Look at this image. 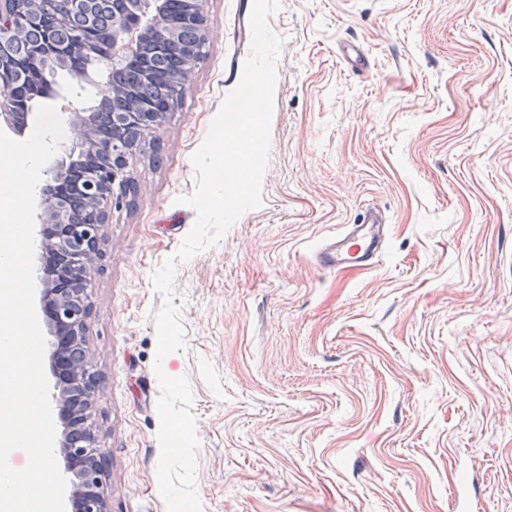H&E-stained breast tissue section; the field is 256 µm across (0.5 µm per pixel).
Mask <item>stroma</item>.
I'll use <instances>...</instances> for the list:
<instances>
[{
  "mask_svg": "<svg viewBox=\"0 0 512 512\" xmlns=\"http://www.w3.org/2000/svg\"><path fill=\"white\" fill-rule=\"evenodd\" d=\"M262 203L178 260L204 512H512V0H282ZM210 41L130 164L87 343L110 512H166L152 275L196 214L192 154L251 51L252 0H202ZM359 43L369 66L348 65ZM379 262L314 252L363 210Z\"/></svg>",
  "mask_w": 512,
  "mask_h": 512,
  "instance_id": "obj_1",
  "label": "stroma"
}]
</instances>
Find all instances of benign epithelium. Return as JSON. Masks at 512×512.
<instances>
[{"label":"benign epithelium","mask_w":512,"mask_h":512,"mask_svg":"<svg viewBox=\"0 0 512 512\" xmlns=\"http://www.w3.org/2000/svg\"><path fill=\"white\" fill-rule=\"evenodd\" d=\"M97 2L62 0V7L49 17L42 10L44 0H0V69H22L41 94L53 96L55 91L45 84L43 63L51 61L70 71L73 56L80 54L84 63L74 72L76 85L59 94L61 109L78 131L81 153L90 160L106 155L111 162L112 174L101 181H77L72 164L63 159L57 162L47 171L48 182L61 189L74 183L77 191L86 196L88 204L82 223L68 219L57 205L58 196L45 194L39 222L34 227L41 259V298L49 312L46 324L52 337L51 358L66 366L63 371L53 370L56 383L51 400L63 424L58 452L64 459L68 500L78 505L76 512H109L105 496L107 451L93 419L100 378L86 345L92 313L88 289L105 257L103 228L109 223L112 210L128 205L135 190L128 171L137 149L134 137H144L145 131L166 117L164 112L144 111L141 103L118 86V79L124 68L137 62L140 46L149 37L185 49L188 61L173 86L169 106L173 112L209 42L207 20L199 0H188L186 22L197 29L198 41L187 48L178 34L168 29L165 0H112V28L108 39L100 41L102 24L94 10ZM77 17L84 18L85 25L73 42L59 43L48 37L21 62L10 56L14 43L21 40L22 29L50 26L65 30ZM101 86L108 89V94L96 99L91 91ZM105 100L120 102L121 109L112 113V137L98 139L96 108ZM22 116L15 96L1 93L0 124L16 130Z\"/></svg>","instance_id":"7a95c632"}]
</instances>
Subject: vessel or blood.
I'll return each mask as SVG.
<instances>
[{
	"label": "vessel or blood",
	"mask_w": 512,
	"mask_h": 512,
	"mask_svg": "<svg viewBox=\"0 0 512 512\" xmlns=\"http://www.w3.org/2000/svg\"><path fill=\"white\" fill-rule=\"evenodd\" d=\"M386 226L379 212L369 211L343 232L324 239L315 260L325 270L373 266L383 251Z\"/></svg>",
	"instance_id": "vessel-or-blood-1"
}]
</instances>
